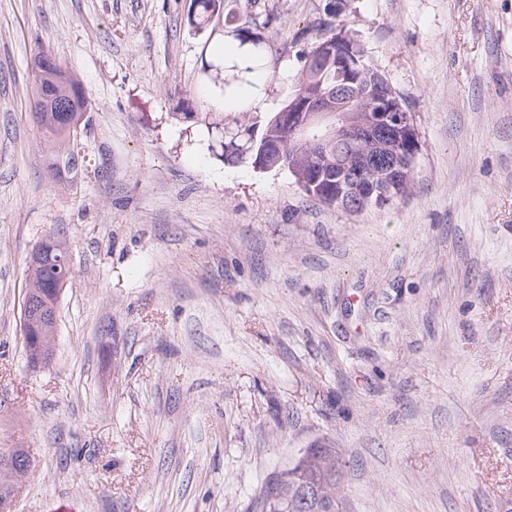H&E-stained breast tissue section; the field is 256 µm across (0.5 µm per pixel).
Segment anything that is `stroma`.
I'll return each mask as SVG.
<instances>
[{"label":"stroma","mask_w":512,"mask_h":512,"mask_svg":"<svg viewBox=\"0 0 512 512\" xmlns=\"http://www.w3.org/2000/svg\"><path fill=\"white\" fill-rule=\"evenodd\" d=\"M261 98L204 68L191 0H0V448L14 512H255L317 441L347 512H512V0H349L415 117L410 193L353 213L229 166L203 123L279 110L328 0H268ZM50 57L88 106L68 166L34 109ZM71 275L53 356L28 261ZM2 465L13 471L16 480L14 486L16 492L19 483L26 477L31 468V459L28 458L27 451L24 448H14L12 453L3 459ZM8 469H3L0 465V502L5 497L10 496L14 485V475ZM12 495L7 500H3V504L0 505L1 511H12Z\"/></svg>","instance_id":"stroma-1"}]
</instances>
